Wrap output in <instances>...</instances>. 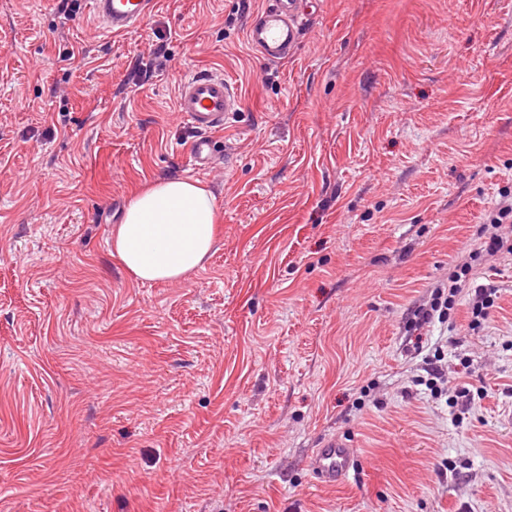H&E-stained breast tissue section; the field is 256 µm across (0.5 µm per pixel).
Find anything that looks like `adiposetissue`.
Masks as SVG:
<instances>
[{
  "mask_svg": "<svg viewBox=\"0 0 512 512\" xmlns=\"http://www.w3.org/2000/svg\"><path fill=\"white\" fill-rule=\"evenodd\" d=\"M217 222L215 197L206 186L158 179L129 196L112 231V250L136 281L178 282L203 268Z\"/></svg>",
  "mask_w": 512,
  "mask_h": 512,
  "instance_id": "obj_1",
  "label": "adipose tissue"
}]
</instances>
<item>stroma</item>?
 I'll use <instances>...</instances> for the list:
<instances>
[{
    "instance_id": "1",
    "label": "stroma",
    "mask_w": 512,
    "mask_h": 512,
    "mask_svg": "<svg viewBox=\"0 0 512 512\" xmlns=\"http://www.w3.org/2000/svg\"><path fill=\"white\" fill-rule=\"evenodd\" d=\"M56 4L0 0V512H512V255L477 268L482 328L411 325L512 190V0H318L282 63L245 39L265 0H155L117 37ZM196 73L241 98L205 172ZM158 178L220 211L176 283L112 251ZM436 352L470 401L421 385ZM354 457V449L342 440L331 437L316 448L311 460L310 470L320 484L336 486L343 483L349 475Z\"/></svg>"
}]
</instances>
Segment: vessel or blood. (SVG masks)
Wrapping results in <instances>:
<instances>
[{
    "mask_svg": "<svg viewBox=\"0 0 512 512\" xmlns=\"http://www.w3.org/2000/svg\"><path fill=\"white\" fill-rule=\"evenodd\" d=\"M154 0H91L94 18L102 29L118 36L139 26L152 10ZM312 0H268L245 31L249 46L268 63L288 58L296 47ZM241 101L224 78L201 74L186 79L180 88L177 110L198 136L190 146L195 170L212 167L216 158L215 132L223 130ZM354 450L342 440L328 438L310 460V470L318 483H343L352 467Z\"/></svg>",
    "mask_w": 512,
    "mask_h": 512,
    "instance_id": "1",
    "label": "vessel or blood"
}]
</instances>
